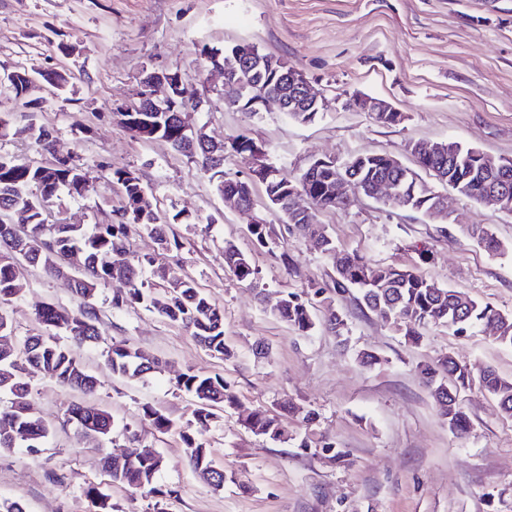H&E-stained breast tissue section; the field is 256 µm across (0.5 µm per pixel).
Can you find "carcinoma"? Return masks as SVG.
I'll return each mask as SVG.
<instances>
[{
  "mask_svg": "<svg viewBox=\"0 0 512 512\" xmlns=\"http://www.w3.org/2000/svg\"><path fill=\"white\" fill-rule=\"evenodd\" d=\"M284 70L266 75L262 68L243 73L242 96L263 89L269 93L278 90V80ZM188 113L182 117L172 114L154 122V127L143 132L137 126L127 130L143 140H162L173 149L193 159L198 169L211 176L218 195L246 193L253 197L254 186L260 185L268 205L281 215L288 229L298 231L321 241V249L331 259L335 268L332 278L333 289L346 292L352 289L359 293L361 305L378 316L389 317V322L403 331L411 343L421 340L420 329L429 325L448 327L461 335L478 326L488 324L497 329L494 339L512 346V315L504 314L493 306L477 301L459 289L443 288L428 280L417 270L401 268L392 264L373 265L358 253H340L333 241L324 233L316 219L319 210L336 209L343 202L336 196V182L351 178V182L362 192L385 178L398 180L403 169L387 164L384 154L363 153L351 159L343 167L303 171L295 178L278 174L269 183L247 182L238 177L215 176L208 165V157L201 146L191 147L185 143ZM28 133L42 152L52 154L51 132L41 126H29ZM419 168L438 179L457 194L483 205H490V197L501 194L506 201L497 209L512 214V159L494 160L474 147H462L452 157L437 156L421 161ZM111 181L120 185L123 195L128 197L144 184L139 176L123 167H109ZM412 177L403 180L406 195L413 196L411 210L430 217L433 215V201L422 198L420 193L409 192ZM86 184L83 169L72 161L49 160L33 164L21 162L13 157L0 156V301L19 295L23 288L21 271L14 261L15 245H21L26 264L40 268L53 276L58 271L59 256L75 258L82 268L79 279L73 281L72 291L80 300L78 309L70 311L53 305H45L37 312L39 319L52 333L46 336H32L26 339L15 337L12 322L0 313V338L10 339L11 347H0V393L11 396L10 405L0 411V449L16 447L23 441L28 451L35 452L46 442L49 425L35 413L30 402V388L26 381L31 368L44 376L66 386L78 388L85 393L96 390L98 380L91 375L71 348L59 341V336L77 345L97 343L101 340L100 309L95 302L86 301L96 296L99 288L118 279L127 285L125 295L111 300V308L121 310L135 304H144L171 323L183 326L215 357H229L231 351L224 340V312L196 286L193 279L179 274L173 268H164L160 278L167 284V290L160 298L154 296L152 284L143 279L141 270L144 261L136 259L120 267L109 262V255L115 248L129 249L130 227H138L155 234L167 250L179 248L177 239L167 233L168 222L153 202H147V209L141 214L117 211L116 220L98 224L88 235L79 224L49 223V203L60 193L81 197L90 187ZM300 189L312 198L314 213L305 215L291 210L289 197L292 191ZM27 225V231L20 234L15 225ZM256 243L274 252L277 247L269 224H255L251 229ZM467 234L488 254L500 253L502 244L492 229L484 224L475 225ZM224 267L239 281L254 278L255 268L250 257L234 245L224 246ZM326 289L312 285L307 297L289 292L281 302L272 306L271 311L278 319L303 334L311 333L316 327L315 306ZM105 361L112 375L119 379L132 380L145 375L158 366V362L143 351L124 342H112L103 350ZM420 374L439 407L440 414L448 420L451 431L463 435L469 429V420L460 403L455 401L461 391L473 383L491 394L504 414L512 417V380L501 377L494 369L487 367L474 374L472 368L458 363L452 356H442L422 365ZM178 390L192 396L196 402L193 412L195 424L204 428L216 418V411L230 406L235 401L231 387L220 375H206L188 371L176 382ZM143 419L161 434L178 430L184 452L195 471L207 476L213 468L206 445L192 431V424L179 429L163 413L153 407L143 408ZM71 420L76 424L79 436L89 443L99 444L112 435V416L92 404H80L71 411ZM246 427L254 434L277 440L283 435L277 421L263 409H255L244 419ZM133 451L125 459L104 467H112V482L142 489L154 498H164L171 491L157 485V475L162 468L163 458L150 446L141 443L137 435L129 436ZM96 507V512H114L108 494L97 487L87 490Z\"/></svg>",
  "mask_w": 512,
  "mask_h": 512,
  "instance_id": "cac0c4a2",
  "label": "carcinoma"
}]
</instances>
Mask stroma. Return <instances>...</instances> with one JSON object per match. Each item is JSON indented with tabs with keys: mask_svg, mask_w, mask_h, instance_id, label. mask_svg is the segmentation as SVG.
Returning a JSON list of instances; mask_svg holds the SVG:
<instances>
[{
	"mask_svg": "<svg viewBox=\"0 0 512 512\" xmlns=\"http://www.w3.org/2000/svg\"><path fill=\"white\" fill-rule=\"evenodd\" d=\"M242 42L300 71L325 110L303 123L274 104L255 118L226 108L222 77L208 71L199 50ZM17 68L35 78L29 96L45 106L32 114L0 92V118L9 122L0 154L45 161L23 128L32 121L50 130L57 153L84 167L91 185L85 197L54 199L51 217L88 230L123 204L107 166L136 172L180 247L165 251L151 233L135 230L133 255L193 278L223 310L235 355L214 357L189 331L142 306L112 309V297L126 285L109 282L96 298L105 341L144 350L159 367L141 381L116 380L101 347L77 348L98 380L90 396L30 371L31 403L51 433L40 452L0 450V503H20L25 512H94L85 495L93 484L117 512H512V418L475 384L461 395L470 431L456 436L418 373L419 365L448 354L512 379V346L481 330L458 336L444 326L422 328L414 345L362 308L356 294L334 291L315 315L321 320L336 309L344 335L321 324L311 335L298 333L271 307L286 293L330 283V259L311 239L288 234L258 187L255 212L278 241L277 254L260 250L248 215L225 203L192 160L164 141L133 137L112 115L114 106L135 100L146 72L173 69L210 100L208 111L192 113L193 127L217 141L249 130L268 162L288 176L317 158L342 163L361 153H387L413 169L411 142L447 140L512 158V0H0V75ZM53 71L69 73L65 90L46 82ZM356 93L388 101L403 120L384 125L346 107ZM443 196L444 224L365 196L318 219L339 251L417 269L512 314V216L450 189ZM475 224L492 227L503 254L489 255L467 236ZM228 243L252 255L253 281L225 270ZM420 245L429 260L420 261ZM24 276L22 294L0 309L18 337L47 335L36 309L49 303L74 310L79 301L69 278L31 267ZM259 347L264 355H256ZM362 350L378 354L380 364L361 366ZM190 369L223 375L236 394V408L199 434L224 471L220 490L189 465L177 434H154L141 419L151 406L177 423L192 420L195 405L176 387ZM86 401L114 421L111 441L97 448L84 444L68 420L70 409ZM292 403L299 413L289 412ZM257 408L278 419L283 440L245 428L244 417ZM307 411L312 421H304ZM130 430L162 456L157 483L169 497L109 483L104 459L125 454ZM328 442L346 452L345 462L325 450ZM52 468L64 472V483L48 479Z\"/></svg>",
	"mask_w": 512,
	"mask_h": 512,
	"instance_id": "obj_1",
	"label": "stroma"
}]
</instances>
